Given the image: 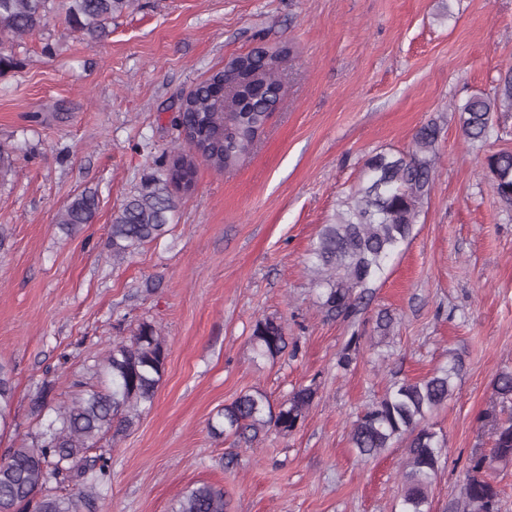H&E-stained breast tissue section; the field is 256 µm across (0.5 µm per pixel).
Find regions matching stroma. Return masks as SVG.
<instances>
[{
  "label": "stroma",
  "instance_id": "35a3bbf8",
  "mask_svg": "<svg viewBox=\"0 0 512 512\" xmlns=\"http://www.w3.org/2000/svg\"><path fill=\"white\" fill-rule=\"evenodd\" d=\"M284 42L295 49L279 71L285 96L252 154L229 171L198 165L169 232L112 262V214L179 149L181 98L231 57ZM12 57L0 70V146L15 166L0 182V363L13 370L17 429L0 449L37 432L29 398L49 371L65 370L55 400L66 402L146 321L165 339V371L137 424L99 443L110 479L97 512H171L203 483L223 488L228 512H398L403 448L361 459L351 425L392 382L455 355L456 388L429 418L448 445L430 510L448 512L468 457L492 446L493 380L512 372V207L454 113L512 69V0H135L99 41L55 9ZM431 120L437 171L411 240L356 322L325 317L313 238L367 156L408 152ZM85 190L98 214L66 235L56 214ZM265 317L292 348L257 360L250 336ZM309 384L313 406L292 433L235 448L209 432L241 392L278 403Z\"/></svg>",
  "mask_w": 512,
  "mask_h": 512
}]
</instances>
